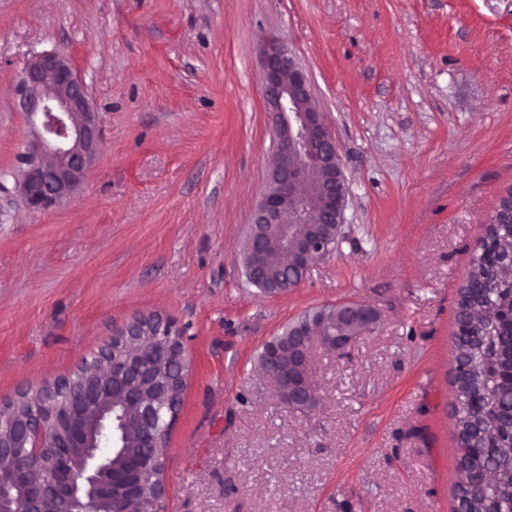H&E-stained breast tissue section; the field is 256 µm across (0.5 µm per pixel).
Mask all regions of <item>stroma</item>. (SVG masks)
Instances as JSON below:
<instances>
[{
	"instance_id": "35a3bbf8",
	"label": "stroma",
	"mask_w": 512,
	"mask_h": 512,
	"mask_svg": "<svg viewBox=\"0 0 512 512\" xmlns=\"http://www.w3.org/2000/svg\"><path fill=\"white\" fill-rule=\"evenodd\" d=\"M308 74L348 185L336 249L267 296L243 251L276 141L258 69ZM59 51L102 137L48 211L16 190V84ZM512 188V0H0V403L72 375L135 316L182 331L165 512H454L458 288ZM377 322L316 345L315 408L282 405L266 341L307 310Z\"/></svg>"
}]
</instances>
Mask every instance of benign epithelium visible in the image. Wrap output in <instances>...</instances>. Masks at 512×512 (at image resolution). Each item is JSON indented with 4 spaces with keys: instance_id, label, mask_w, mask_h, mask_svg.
I'll use <instances>...</instances> for the list:
<instances>
[{
    "instance_id": "benign-epithelium-1",
    "label": "benign epithelium",
    "mask_w": 512,
    "mask_h": 512,
    "mask_svg": "<svg viewBox=\"0 0 512 512\" xmlns=\"http://www.w3.org/2000/svg\"><path fill=\"white\" fill-rule=\"evenodd\" d=\"M260 79L276 150L269 185L254 211L247 237L245 268L269 296L288 293L305 279L310 267L329 254L340 232L347 200L336 139L323 123L310 78L276 40L259 51ZM19 105L33 130L21 157L18 192L27 207L49 210L70 197L94 161L101 135L86 85L69 59L56 51L32 56L18 85ZM322 176L318 195L310 193L311 176ZM316 208L325 228L302 235L309 210ZM276 225L283 243L296 254L297 266L269 271L266 228ZM318 318L347 325L353 333L315 336V323L301 318L288 337V364L282 348L266 350L264 373L280 402L306 410L315 405L310 379L311 346L342 352L356 335L372 326L378 313L361 304H343L318 312ZM107 357L101 373L81 372L82 386L69 388V405L58 424L43 414L10 413L0 405V512H44L52 498L76 499L85 512H99L104 501H137L144 482L134 460L116 472L112 459L124 453L126 421L115 403L140 408L151 420L155 403L168 404L172 424L181 406L189 364L175 323L157 315L140 317L100 350Z\"/></svg>"
}]
</instances>
